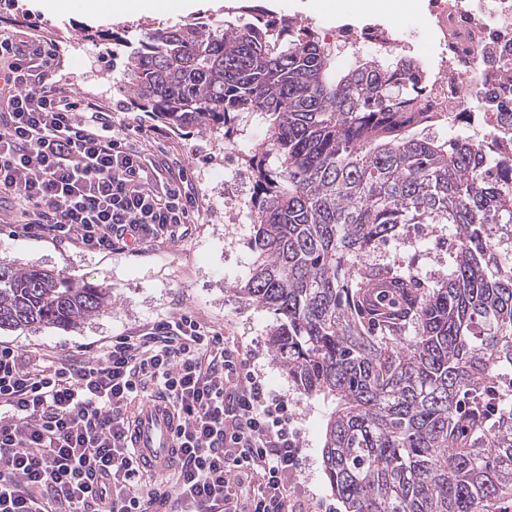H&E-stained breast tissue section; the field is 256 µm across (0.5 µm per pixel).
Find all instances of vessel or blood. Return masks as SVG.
<instances>
[{
  "label": "vessel or blood",
  "instance_id": "obj_1",
  "mask_svg": "<svg viewBox=\"0 0 512 512\" xmlns=\"http://www.w3.org/2000/svg\"><path fill=\"white\" fill-rule=\"evenodd\" d=\"M177 419L164 399L148 401L133 430L135 464L142 471L164 475L175 458L173 435Z\"/></svg>",
  "mask_w": 512,
  "mask_h": 512
}]
</instances>
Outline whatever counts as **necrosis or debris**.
I'll return each mask as SVG.
<instances>
[{
	"instance_id": "4bbe7bcc",
	"label": "necrosis or debris",
	"mask_w": 512,
	"mask_h": 512,
	"mask_svg": "<svg viewBox=\"0 0 512 512\" xmlns=\"http://www.w3.org/2000/svg\"><path fill=\"white\" fill-rule=\"evenodd\" d=\"M440 62L429 76L431 90L421 100L425 112L452 117L456 130L472 129L497 141L485 115L512 112V0H426ZM353 53L395 54L400 31L377 25L330 31Z\"/></svg>"
}]
</instances>
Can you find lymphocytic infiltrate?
I'll use <instances>...</instances> for the list:
<instances>
[{
	"label": "lymphocytic infiltrate",
	"mask_w": 512,
	"mask_h": 512,
	"mask_svg": "<svg viewBox=\"0 0 512 512\" xmlns=\"http://www.w3.org/2000/svg\"><path fill=\"white\" fill-rule=\"evenodd\" d=\"M57 57L35 28L0 35V196L23 235L90 253L177 237L196 206L186 168L160 179L133 125L53 83ZM153 394L179 430L172 480L151 488L129 434ZM299 454L287 400L191 313L62 354L0 342V512H307Z\"/></svg>",
	"instance_id": "1"
}]
</instances>
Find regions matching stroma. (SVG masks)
<instances>
[{
  "instance_id": "obj_1",
  "label": "stroma",
  "mask_w": 512,
  "mask_h": 512,
  "mask_svg": "<svg viewBox=\"0 0 512 512\" xmlns=\"http://www.w3.org/2000/svg\"><path fill=\"white\" fill-rule=\"evenodd\" d=\"M351 0H200L186 15L142 12L127 18H87L78 0L69 10L47 14L15 0L16 23L39 25L59 48L60 67L54 79L65 90L98 101L137 129L136 139L147 153L164 151L181 161L198 191L193 224L185 236L87 253L70 245L33 240L16 225L0 223V258L17 267L37 266L73 282L109 289L105 313L73 328L40 331L1 330L0 341L22 350L36 345L67 351L106 336L134 332L147 323L178 312H191L220 331L227 343L247 350L251 364L268 385L288 400L292 426L302 452L297 466V491L309 497L311 512H344L323 469L321 450L325 424L336 407L331 397L307 396L295 389L286 369L275 360L269 332L273 311L252 305L235 291L248 275L254 198L253 154L268 137L258 115L243 113L230 124L210 129H179L148 112L133 108L132 80L127 61L132 48L148 33L176 24L208 22L213 29L228 22L261 17L279 21L300 17L316 32L345 24L398 26L405 33L404 55L438 64L439 52L430 38L423 10L401 11L398 0H381L373 16L350 15ZM449 224H408L396 239L378 245L369 260L410 273L435 287L453 271Z\"/></svg>"
}]
</instances>
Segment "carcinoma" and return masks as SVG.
<instances>
[{
    "mask_svg": "<svg viewBox=\"0 0 512 512\" xmlns=\"http://www.w3.org/2000/svg\"><path fill=\"white\" fill-rule=\"evenodd\" d=\"M139 107L178 127L257 112L254 259L237 293L271 309L270 347L307 395L336 399L325 474L345 512L512 507V173L468 136L440 139L413 100L418 60L338 68L315 31L204 22L150 33L129 58ZM512 146V113H494ZM403 224L455 228L436 288L364 264ZM108 289L0 260V330L75 327Z\"/></svg>",
    "mask_w": 512,
    "mask_h": 512,
    "instance_id": "cac0c4a2",
    "label": "carcinoma"
}]
</instances>
